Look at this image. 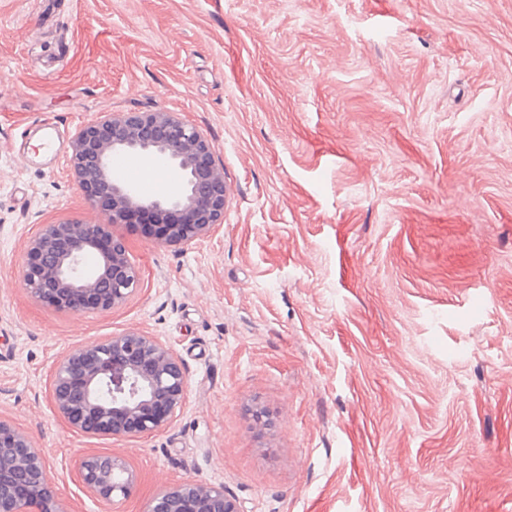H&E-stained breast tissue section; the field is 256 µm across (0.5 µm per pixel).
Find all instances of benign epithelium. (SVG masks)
Returning a JSON list of instances; mask_svg holds the SVG:
<instances>
[{
  "label": "benign epithelium",
  "mask_w": 512,
  "mask_h": 512,
  "mask_svg": "<svg viewBox=\"0 0 512 512\" xmlns=\"http://www.w3.org/2000/svg\"><path fill=\"white\" fill-rule=\"evenodd\" d=\"M75 181L103 220L43 224L30 238L21 279L42 306L84 314L123 304L140 285L119 229L131 215L150 212L162 231L154 242L184 246L224 223L229 192L224 168L195 127L172 112H102L71 141ZM115 154L136 163L178 169L183 181L165 197L147 198L110 167ZM188 381L175 352L136 330L114 334L64 353L51 379L58 415L87 437H145L165 429L182 407ZM82 490L111 504L127 497L134 477L112 454H85L78 463ZM0 512H69L48 477L44 449L0 420ZM147 512H240L224 487L185 480L162 489Z\"/></svg>",
  "instance_id": "7a95c632"
}]
</instances>
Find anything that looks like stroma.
<instances>
[{"instance_id":"stroma-1","label":"stroma","mask_w":512,"mask_h":512,"mask_svg":"<svg viewBox=\"0 0 512 512\" xmlns=\"http://www.w3.org/2000/svg\"><path fill=\"white\" fill-rule=\"evenodd\" d=\"M156 110L211 144L223 224L180 247L124 227L138 290L44 308L30 237L102 218L75 132ZM132 329L174 350L184 404L147 437L74 432L56 361ZM0 418L72 512L185 480L241 512H512V0H0ZM91 453L126 460L127 499L83 492Z\"/></svg>"}]
</instances>
